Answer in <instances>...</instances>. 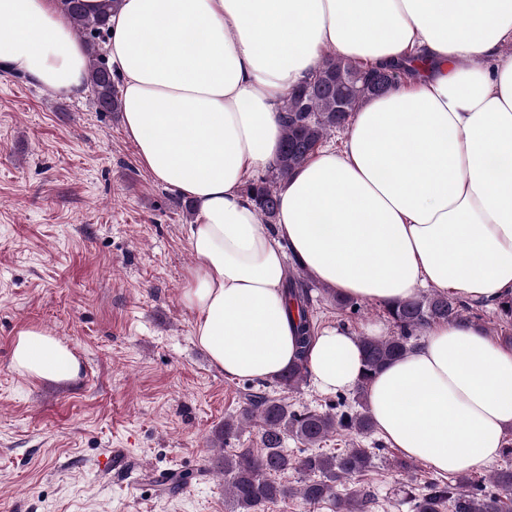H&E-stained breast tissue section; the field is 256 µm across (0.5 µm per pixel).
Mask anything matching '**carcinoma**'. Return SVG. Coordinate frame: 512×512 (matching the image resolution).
<instances>
[{
	"label": "carcinoma",
	"instance_id": "cac0c4a2",
	"mask_svg": "<svg viewBox=\"0 0 512 512\" xmlns=\"http://www.w3.org/2000/svg\"><path fill=\"white\" fill-rule=\"evenodd\" d=\"M61 9L71 19L76 33L88 42L102 38L110 14L118 9L120 0H102L94 14L84 9L82 0H59ZM398 71L396 77L419 75L417 58L389 64ZM324 77L321 88L304 97L294 89L286 98L280 122L283 131L280 152L272 166L269 179L249 184L247 195L257 208L261 220L270 224L278 209V188L293 172L303 166L322 142L335 130L345 126L351 113L373 94L364 89H351L336 84L338 76H354L363 72L357 63L326 53L317 66ZM89 80L96 106L101 112H119V98L112 70L105 59L91 49L88 57ZM289 312L298 318L299 362L290 366L277 380L285 389L297 388L308 377L304 356L316 333L317 318L313 310V288L304 279V270L288 274L285 288ZM464 306L457 299L436 290L386 309L397 333L384 339L360 337L364 371L357 385V407L340 404L336 412L290 409L287 398L252 395L235 416L224 421V438H229L253 422L260 427L261 448L245 449L226 454L215 461L214 470L224 474L226 494L231 512H261L268 503L298 496L308 503L332 501L336 512H366L367 494L353 490L345 496L336 494L339 485L365 474L371 467V455L365 448H346L336 454L311 452L295 457L284 448L285 439L292 436L301 443L318 447L330 435L338 432L365 436L374 431L372 417L365 403L367 387L373 377L391 361L407 355L413 348L410 339L439 320L461 322L466 319ZM290 471L305 476L298 487L275 478ZM493 483L506 493L512 492V465L492 474ZM468 477L457 481L438 480L427 483L415 503L416 512H512V499L504 502L495 494L478 497L465 490Z\"/></svg>",
	"mask_w": 512,
	"mask_h": 512
}]
</instances>
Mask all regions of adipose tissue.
<instances>
[{
  "label": "adipose tissue",
  "mask_w": 512,
  "mask_h": 512,
  "mask_svg": "<svg viewBox=\"0 0 512 512\" xmlns=\"http://www.w3.org/2000/svg\"><path fill=\"white\" fill-rule=\"evenodd\" d=\"M109 55L123 125L143 167L198 208L183 290L194 337L224 375L269 383L297 359L287 257L343 297L391 305L437 288L459 301L512 299V0H121ZM376 67L429 68L354 112L262 223L244 188L273 165L279 107L324 50ZM0 63L80 95L87 55L57 0H0ZM361 343L324 325L307 354L315 388L357 387ZM39 381L80 363L27 329L11 353ZM379 435L438 474L497 459L512 434V346L439 321L370 383Z\"/></svg>",
  "instance_id": "1"
}]
</instances>
